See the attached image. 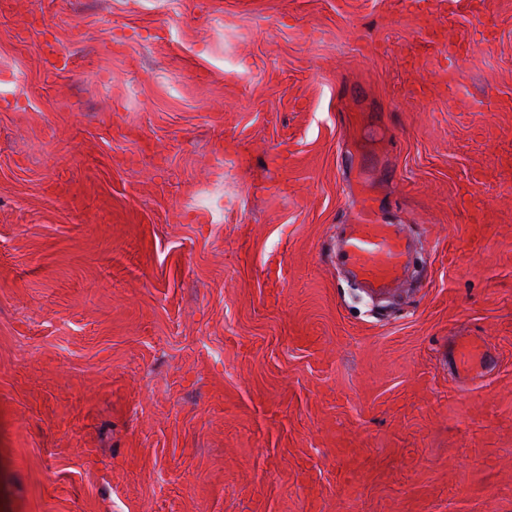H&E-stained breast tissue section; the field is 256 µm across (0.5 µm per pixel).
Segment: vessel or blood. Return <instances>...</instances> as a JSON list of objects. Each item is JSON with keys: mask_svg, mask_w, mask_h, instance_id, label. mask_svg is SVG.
Listing matches in <instances>:
<instances>
[{"mask_svg": "<svg viewBox=\"0 0 512 512\" xmlns=\"http://www.w3.org/2000/svg\"><path fill=\"white\" fill-rule=\"evenodd\" d=\"M492 29H465L449 40L436 34L421 33L410 50L411 57L444 54L454 58L468 54L474 47L490 43ZM407 249L400 225L382 221L370 198H363L352 224L346 225L341 244V259L352 275L367 288L384 293L396 288L404 274ZM450 370L457 381L471 383L483 377L490 363L488 352L477 350L465 337L455 338L448 346Z\"/></svg>", "mask_w": 512, "mask_h": 512, "instance_id": "1", "label": "vessel or blood"}]
</instances>
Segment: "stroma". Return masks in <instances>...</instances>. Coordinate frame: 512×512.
<instances>
[{
	"mask_svg": "<svg viewBox=\"0 0 512 512\" xmlns=\"http://www.w3.org/2000/svg\"><path fill=\"white\" fill-rule=\"evenodd\" d=\"M486 9L490 45L413 64L445 10L0 0V512H512ZM366 192L422 271L381 308L335 259ZM457 336L495 356L465 388Z\"/></svg>",
	"mask_w": 512,
	"mask_h": 512,
	"instance_id": "obj_1",
	"label": "stroma"
}]
</instances>
